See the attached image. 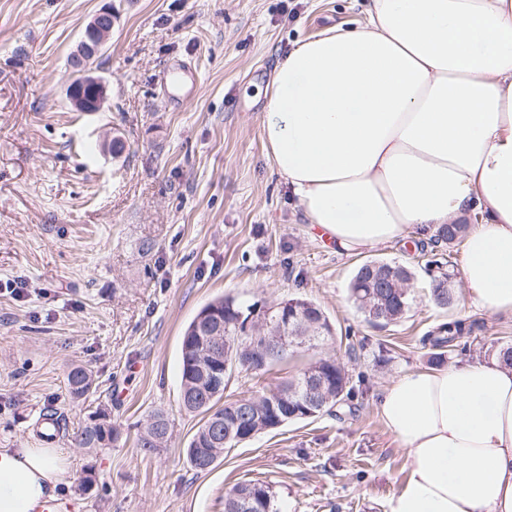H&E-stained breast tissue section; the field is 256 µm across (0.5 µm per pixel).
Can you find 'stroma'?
I'll list each match as a JSON object with an SVG mask.
<instances>
[{
    "label": "stroma",
    "mask_w": 512,
    "mask_h": 512,
    "mask_svg": "<svg viewBox=\"0 0 512 512\" xmlns=\"http://www.w3.org/2000/svg\"><path fill=\"white\" fill-rule=\"evenodd\" d=\"M105 0H0V447L36 448L56 413L75 463L79 512H224L236 482L272 485L279 512H388L407 476L382 425L384 386L428 368L420 339L451 317L476 322L449 362L486 360L512 342V317L470 305L452 248L454 302L437 307L420 251L399 240L361 254L313 236L260 138L265 87L295 41L364 24L360 0H113L119 18L94 75L103 111H75L67 60ZM195 60L191 91L163 76ZM120 138L112 154L107 143ZM397 262L415 274L409 312L375 327L347 298L356 267ZM306 298L366 348L349 361L368 386L341 406L225 450L205 472L186 446L201 417L179 403L183 331L214 298ZM96 393L72 401L71 367ZM104 409L119 433L79 448ZM170 420L166 447L143 452L137 424Z\"/></svg>",
    "instance_id": "stroma-1"
}]
</instances>
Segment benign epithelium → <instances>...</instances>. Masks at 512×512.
Listing matches in <instances>:
<instances>
[{
  "mask_svg": "<svg viewBox=\"0 0 512 512\" xmlns=\"http://www.w3.org/2000/svg\"><path fill=\"white\" fill-rule=\"evenodd\" d=\"M115 20L112 0H107L86 25L76 49L69 56V67L78 81L69 84L67 94L78 112H99L109 99L110 83L93 75L91 61L106 46Z\"/></svg>",
  "mask_w": 512,
  "mask_h": 512,
  "instance_id": "7a95c632",
  "label": "benign epithelium"
}]
</instances>
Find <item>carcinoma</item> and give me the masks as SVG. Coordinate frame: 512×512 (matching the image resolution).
I'll list each match as a JSON object with an SVG mask.
<instances>
[{"mask_svg":"<svg viewBox=\"0 0 512 512\" xmlns=\"http://www.w3.org/2000/svg\"><path fill=\"white\" fill-rule=\"evenodd\" d=\"M470 229L468 224H442L429 239L431 259L426 270L432 277L431 295L434 303L446 308L452 303V289L444 287L450 274L451 245L465 240ZM425 243L418 244L425 251ZM413 279L405 266L384 261L362 263L349 285V298L356 309L370 322L396 323L410 309L411 293L405 287ZM294 299L276 303L277 309L267 313L266 305L256 302L247 304L233 295L219 297L205 305L191 320L181 340L180 390L194 395L195 404L184 407L189 413L202 415V423L192 436L186 455L197 471L216 462L224 449L246 442V437L277 430L279 420L304 421L299 413L306 396L305 378L314 369L323 381L322 392L317 395L321 415L338 405L353 407V402L363 393L366 377L352 376L345 364L337 357L323 356L296 371L280 383L252 390L236 399L223 400L224 390L235 375L252 376L268 373L297 359L299 350L313 348L332 338L329 332L319 333L318 327L328 321L322 310L313 302L306 307L308 332L306 341L288 344L281 355L265 363L252 360L249 364L237 363L224 373L202 374L198 368L199 354L209 347L210 310L221 313L224 327V351L239 357V353L255 350L270 336L281 332L291 335L299 318L287 315L293 309ZM476 324L460 318H450L428 331L420 340L428 351L429 361L435 365L445 362L447 354L455 348L467 345ZM69 394L74 399H87L95 389V378L90 369L77 365L67 374ZM118 438L117 431L108 432L101 424L92 421L81 428L78 445L82 448H102ZM156 424L145 421L137 432V446L152 451L156 444ZM224 512H278L272 486L266 482L244 481L235 484L224 498Z\"/></svg>","mask_w":512,"mask_h":512,"instance_id":"cac0c4a2","label":"carcinoma"}]
</instances>
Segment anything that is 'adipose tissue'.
<instances>
[{"label":"adipose tissue","mask_w":512,"mask_h":512,"mask_svg":"<svg viewBox=\"0 0 512 512\" xmlns=\"http://www.w3.org/2000/svg\"><path fill=\"white\" fill-rule=\"evenodd\" d=\"M367 20L298 41L260 137L305 223L360 253L472 221L471 303L512 316V0H368ZM380 419L407 461L389 512H512V367L410 370ZM66 448H0V512L59 502Z\"/></svg>","instance_id":"ef3b65f1"}]
</instances>
